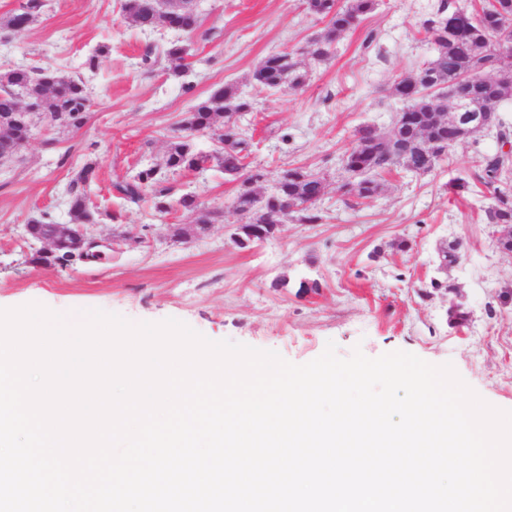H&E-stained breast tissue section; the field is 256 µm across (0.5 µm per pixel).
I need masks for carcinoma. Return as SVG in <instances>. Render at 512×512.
Instances as JSON below:
<instances>
[{
    "instance_id": "obj_1",
    "label": "carcinoma",
    "mask_w": 512,
    "mask_h": 512,
    "mask_svg": "<svg viewBox=\"0 0 512 512\" xmlns=\"http://www.w3.org/2000/svg\"><path fill=\"white\" fill-rule=\"evenodd\" d=\"M162 10L158 0H125L124 12L137 28L166 27L185 34L201 25L192 0H169ZM481 7L467 10L443 0L437 18L423 21V28L434 44V56L412 74L393 85V94L403 103L402 111L417 113L411 125L393 126L380 131L371 126L357 130L354 144L341 159L345 173L336 187L342 197L369 199L380 190L376 177L392 170L415 175L431 172L448 154V149L462 141L459 125L471 112H485L503 127V137L512 138V123L498 114L499 105L512 99V80L476 82L474 78L490 71L507 73L502 65L512 59V0H480ZM377 0H308L309 10L325 22L323 31L306 48L311 58L323 61L331 56L337 42L373 13ZM44 10L43 0H23L7 19V28L23 31ZM172 72L184 66L187 47L171 43L160 49ZM306 73L290 54L266 57L253 73V79L271 90H297L304 85ZM92 101L86 84L79 77L65 74L47 65L28 69L15 67L0 71V160L14 157L25 142L35 122L46 119L62 128L79 129L87 121ZM251 110V104L236 86L226 84L197 100L187 112L180 131L167 145L163 162L139 170L130 180L118 181L114 189L127 202L139 206L152 204L160 213L175 208L197 214L196 223L211 224L219 211L210 210L192 194L173 197L170 174L195 171L202 165L216 164L224 175L240 182L235 209L247 224H278L292 211L302 224H319L323 214L317 207L325 194L324 181L300 168L281 173L266 195H259L254 185L264 174L246 169L249 143L237 136L235 127H224V115ZM213 131L223 143L214 154L201 155L193 150L190 137ZM512 168V158L504 153L481 156L477 181L492 190V204L485 210L490 224L512 225V191L500 186ZM96 164L87 163L69 183V210L79 224L95 223L89 208L87 189L95 179ZM362 174L358 181L350 175ZM461 243H444L438 250L440 267H451L460 259ZM470 318L464 304L448 309V324L460 326Z\"/></svg>"
}]
</instances>
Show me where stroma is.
I'll return each instance as SVG.
<instances>
[{
    "label": "stroma",
    "mask_w": 512,
    "mask_h": 512,
    "mask_svg": "<svg viewBox=\"0 0 512 512\" xmlns=\"http://www.w3.org/2000/svg\"><path fill=\"white\" fill-rule=\"evenodd\" d=\"M439 2L378 0L324 61L306 54L324 28L306 0H196L201 26L190 36L130 26L124 0H44L30 28L0 23V71L51 64L82 78L92 99L81 129L39 132L0 166V308L36 302L69 321L93 309L134 323L174 318L208 339L273 350L299 365L330 341L343 358L357 348L370 358L402 350L452 364L486 402L512 411V303L499 299L512 287V254L500 251L486 221L490 191L472 180L476 159L498 148L494 134L454 146L428 174H382L374 198L346 201L336 191L356 129L390 127L401 108L394 81L433 56L421 24ZM177 41L189 47L180 74L164 61L143 67L148 49ZM280 52L306 73L300 89L272 91L253 80L259 63ZM229 83L252 104L239 122L248 169L266 175L258 191L281 170L305 168L326 183L322 223L291 214L275 237L237 247L230 235L241 221L239 184L215 165L172 179L176 194H195L222 213L185 242L167 238L165 227L194 223V213L131 206L116 193L115 182L161 163L196 99ZM88 162L96 165L90 207L99 214L92 236L110 248L63 269L35 263L42 245L26 237L25 224L46 212L68 222L67 187ZM460 177L471 185L458 195L448 185ZM400 239L408 250L396 249ZM446 240L463 244L461 262L447 272L462 287L458 296L429 287ZM309 279L321 283L319 293L300 292ZM459 299L470 318L453 328L448 309Z\"/></svg>",
    "instance_id": "35a3bbf8"
}]
</instances>
